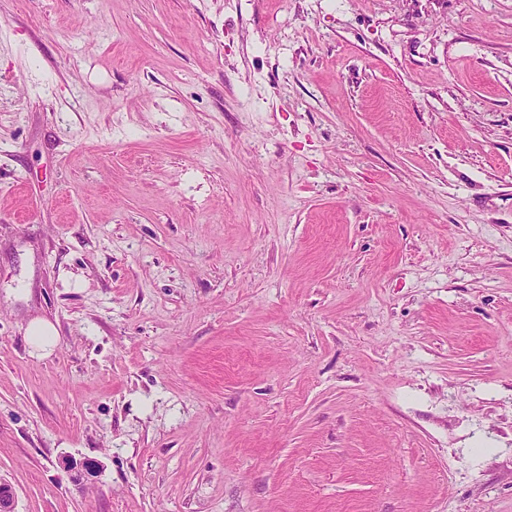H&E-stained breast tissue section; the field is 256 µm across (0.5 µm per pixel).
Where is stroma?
Wrapping results in <instances>:
<instances>
[{
    "instance_id": "1",
    "label": "stroma",
    "mask_w": 512,
    "mask_h": 512,
    "mask_svg": "<svg viewBox=\"0 0 512 512\" xmlns=\"http://www.w3.org/2000/svg\"><path fill=\"white\" fill-rule=\"evenodd\" d=\"M0 478L512 512V0H0ZM28 339L36 351L47 352L56 345L58 336L51 323L39 320L31 326Z\"/></svg>"
}]
</instances>
